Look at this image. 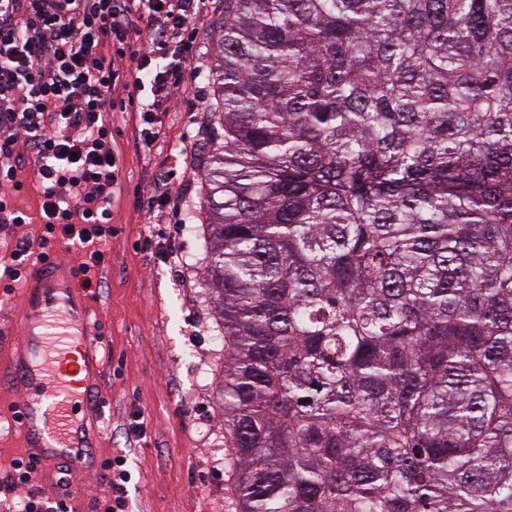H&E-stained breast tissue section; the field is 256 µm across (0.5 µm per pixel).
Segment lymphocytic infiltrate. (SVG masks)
<instances>
[{
    "mask_svg": "<svg viewBox=\"0 0 512 512\" xmlns=\"http://www.w3.org/2000/svg\"><path fill=\"white\" fill-rule=\"evenodd\" d=\"M203 0H0V185L36 163L42 180L44 239H63L84 285L99 288L112 235L109 203L120 174L112 149V94L121 74L103 51L140 35L126 72L128 99L143 123L166 111L191 48L185 33ZM97 512H127L123 457L104 465ZM39 466L14 461L5 484L12 512H72L67 497L45 500L28 485Z\"/></svg>",
    "mask_w": 512,
    "mask_h": 512,
    "instance_id": "f902f5d3",
    "label": "lymphocytic infiltrate"
}]
</instances>
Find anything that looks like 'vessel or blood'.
Segmentation results:
<instances>
[{
  "label": "vessel or blood",
  "instance_id": "obj_1",
  "mask_svg": "<svg viewBox=\"0 0 512 512\" xmlns=\"http://www.w3.org/2000/svg\"><path fill=\"white\" fill-rule=\"evenodd\" d=\"M93 305L78 276L33 265L14 311L22 334L0 352V401L19 396L18 434L49 470L94 447L100 430L104 356Z\"/></svg>",
  "mask_w": 512,
  "mask_h": 512
}]
</instances>
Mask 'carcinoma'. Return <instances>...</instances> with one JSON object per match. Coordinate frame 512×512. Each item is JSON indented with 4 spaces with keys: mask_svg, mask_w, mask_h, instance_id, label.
Masks as SVG:
<instances>
[{
    "mask_svg": "<svg viewBox=\"0 0 512 512\" xmlns=\"http://www.w3.org/2000/svg\"><path fill=\"white\" fill-rule=\"evenodd\" d=\"M216 53L238 512H512V0H224Z\"/></svg>",
    "mask_w": 512,
    "mask_h": 512,
    "instance_id": "1",
    "label": "carcinoma"
}]
</instances>
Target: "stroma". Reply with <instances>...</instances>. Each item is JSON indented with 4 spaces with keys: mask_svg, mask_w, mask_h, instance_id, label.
Here are the masks:
<instances>
[{
    "mask_svg": "<svg viewBox=\"0 0 512 512\" xmlns=\"http://www.w3.org/2000/svg\"><path fill=\"white\" fill-rule=\"evenodd\" d=\"M224 0H208L193 24L195 51L168 111L159 113L151 149L139 141L138 115L113 110L112 147L121 171L111 202L112 237L94 311L104 343V417L91 453L122 455L131 473L129 512H236L237 475L224 439V340L204 285L207 228L198 215L203 157L217 145L206 106L215 89L214 21ZM169 183L173 201L152 204L150 186ZM173 236L179 266L143 242L145 228ZM143 437L129 433L133 422ZM67 484L43 470L30 482L42 496L70 494L74 512H94L102 471L73 464Z\"/></svg>",
    "mask_w": 512,
    "mask_h": 512,
    "instance_id": "obj_1",
    "label": "stroma"
}]
</instances>
